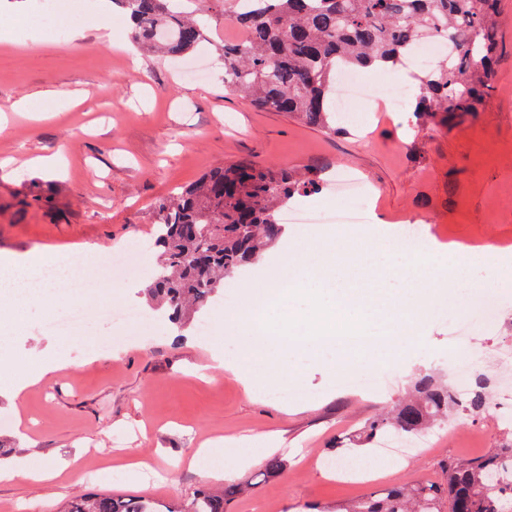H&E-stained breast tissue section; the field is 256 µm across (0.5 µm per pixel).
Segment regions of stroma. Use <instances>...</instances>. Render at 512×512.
I'll list each match as a JSON object with an SVG mask.
<instances>
[{
	"mask_svg": "<svg viewBox=\"0 0 512 512\" xmlns=\"http://www.w3.org/2000/svg\"><path fill=\"white\" fill-rule=\"evenodd\" d=\"M96 6L112 16L120 12L114 0H59L62 13L83 19L63 45L38 27L14 40L17 13L0 5V161L9 162L0 168V260L45 246L102 283L93 292L60 288L18 304L0 279V336L9 339L0 347V461L20 456L31 471L61 470L49 481L0 480V512H52L86 492L144 496L181 508L211 482L185 456L217 438L238 446L253 436L264 439L256 462L229 477L250 490L231 500L228 512H311L316 506L332 512L394 486L444 482L448 458L484 454L506 436L511 430L499 421L496 405L512 391V371L490 354L512 348V297L502 299L491 328L464 344L452 335V317L434 316L416 356L367 365V372L388 379L381 391L339 386L337 355L292 358L297 393L284 398L259 381L245 388L223 370L201 379L208 361L197 339L202 313L182 325L153 316L127 327L101 318L97 310L109 300L147 308L150 279L119 284L96 270L112 253L152 240L160 199L213 167L241 161L311 171L324 182L351 170L369 191L370 221L422 220L443 245L512 240V0H501L495 91L475 120L416 126L411 112H398L376 88L371 97L378 107L359 106L369 123L357 130L344 121L335 132L257 109L225 87L218 45L241 36L230 18L231 0L193 2L209 14L214 38L203 82L184 76L168 58L137 50L129 24L113 23L112 43L103 45L89 20ZM48 90L59 92L60 105L42 120ZM20 99L27 111H13ZM57 154L64 158L61 172L29 164ZM283 250L275 243L236 274L242 291L258 295L271 287L281 275ZM504 281L512 283V269L480 265L449 271L447 282L431 290L456 302L473 286L491 290ZM78 307L87 311L79 335L46 329V322ZM472 363L489 379L485 413L458 416L457 431L432 448L375 469L378 446H358L353 434L397 403L419 375L444 382ZM21 365L46 374L14 396L4 385ZM336 446L371 468V480L336 482L324 466ZM272 456L285 468L268 476L264 467ZM131 458L142 463L133 478L120 469Z\"/></svg>",
	"mask_w": 512,
	"mask_h": 512,
	"instance_id": "obj_1",
	"label": "stroma"
}]
</instances>
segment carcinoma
Masks as SVG:
<instances>
[{
    "label": "carcinoma",
    "instance_id": "cac0c4a2",
    "mask_svg": "<svg viewBox=\"0 0 512 512\" xmlns=\"http://www.w3.org/2000/svg\"><path fill=\"white\" fill-rule=\"evenodd\" d=\"M134 39L166 55L196 49L210 29L198 11L174 10L170 0H117ZM500 0H258L233 10L244 39L224 44L230 91L261 110L288 112L336 130L332 94L343 67L400 69L415 48L430 41L452 54L418 76L413 110L419 120L463 121L478 116L494 91L493 59L500 38ZM319 190L318 181L285 167L232 163L159 203L155 236L162 251L159 277L149 300L181 321L190 305L204 307L224 279L252 265L281 238L279 211L295 195ZM487 406L484 374L459 397L428 376L415 383L412 399L373 419L369 442L387 433L412 436L460 408L478 416ZM443 484L418 482L354 499L336 512H512V442L478 457L450 458ZM241 488H206L185 512H226ZM55 512H177L147 497L81 493Z\"/></svg>",
    "mask_w": 512,
    "mask_h": 512
}]
</instances>
